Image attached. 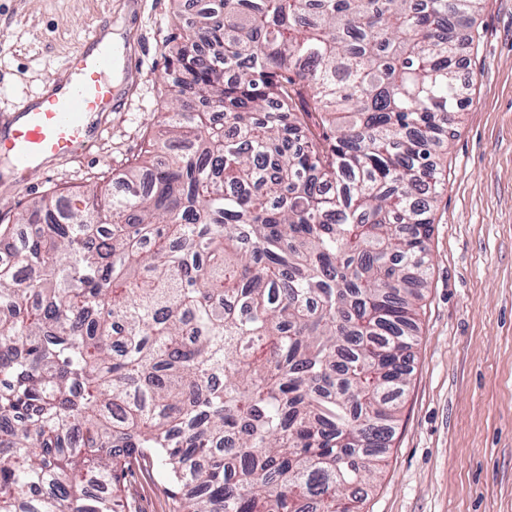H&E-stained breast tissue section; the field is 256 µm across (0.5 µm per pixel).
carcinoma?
<instances>
[{
    "mask_svg": "<svg viewBox=\"0 0 512 512\" xmlns=\"http://www.w3.org/2000/svg\"><path fill=\"white\" fill-rule=\"evenodd\" d=\"M145 158L0 244V512H360L482 0H192ZM167 481L157 466L132 471L123 489L124 502H131L139 512H169L165 490Z\"/></svg>",
    "mask_w": 512,
    "mask_h": 512,
    "instance_id": "obj_1",
    "label": "carcinoma"
}]
</instances>
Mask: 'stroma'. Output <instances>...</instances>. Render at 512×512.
Returning a JSON list of instances; mask_svg holds the SVG:
<instances>
[{
	"label": "stroma",
	"instance_id": "1",
	"mask_svg": "<svg viewBox=\"0 0 512 512\" xmlns=\"http://www.w3.org/2000/svg\"><path fill=\"white\" fill-rule=\"evenodd\" d=\"M175 0H0V98L38 89L102 20L119 38L112 83L132 100L101 117L87 157L30 171L17 184L0 162V212L85 191L122 171L157 132L169 96ZM474 44L460 43L466 88L456 135L436 162L434 207L411 381L396 433L361 512H512V0H483ZM162 470L133 471L138 512H169Z\"/></svg>",
	"mask_w": 512,
	"mask_h": 512
}]
</instances>
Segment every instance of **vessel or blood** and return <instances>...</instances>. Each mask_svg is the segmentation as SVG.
I'll return each mask as SVG.
<instances>
[{
    "mask_svg": "<svg viewBox=\"0 0 512 512\" xmlns=\"http://www.w3.org/2000/svg\"><path fill=\"white\" fill-rule=\"evenodd\" d=\"M112 48L93 36L52 76L50 85L20 93L0 115V158L15 170L79 158L91 146L95 115L113 112Z\"/></svg>",
    "mask_w": 512,
    "mask_h": 512,
    "instance_id": "obj_1",
    "label": "vessel or blood"
}]
</instances>
